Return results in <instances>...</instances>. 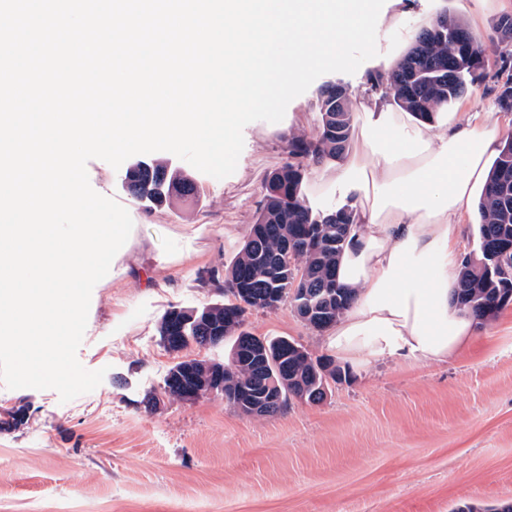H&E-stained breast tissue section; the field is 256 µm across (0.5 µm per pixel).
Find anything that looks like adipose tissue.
<instances>
[{
  "instance_id": "ef3b65f1",
  "label": "adipose tissue",
  "mask_w": 512,
  "mask_h": 512,
  "mask_svg": "<svg viewBox=\"0 0 512 512\" xmlns=\"http://www.w3.org/2000/svg\"><path fill=\"white\" fill-rule=\"evenodd\" d=\"M356 109L359 145L332 171L359 197L338 270L355 300L325 346L358 370L445 361L473 334V317L453 302L456 245L499 152V121L471 112L436 129L373 95Z\"/></svg>"
}]
</instances>
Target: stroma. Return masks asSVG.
I'll list each match as a JSON object with an SVG mask.
<instances>
[{
    "instance_id": "obj_1",
    "label": "stroma",
    "mask_w": 512,
    "mask_h": 512,
    "mask_svg": "<svg viewBox=\"0 0 512 512\" xmlns=\"http://www.w3.org/2000/svg\"><path fill=\"white\" fill-rule=\"evenodd\" d=\"M377 23V57L355 73H328L290 102L281 122L244 131L235 172L216 179L169 152L158 157L196 184L192 200L160 206L126 187L124 169L87 163L92 188L125 207L133 229L94 287L77 358L105 369L93 391L61 402L55 390L9 389L0 410V512H452L512 501V306L477 325L447 361L389 359L333 385L319 404L291 402L275 416H245L223 395L193 402L165 395L181 357L225 363L231 344L169 351L159 324L172 308L225 303L209 285L224 277L264 203L268 177L288 159L286 138L318 133L330 84L351 100L369 93L427 19L448 10L478 35L512 15L502 0H404ZM302 194L316 212L351 198L306 172ZM253 335L285 337L314 358L325 335L290 304L248 314Z\"/></svg>"
}]
</instances>
